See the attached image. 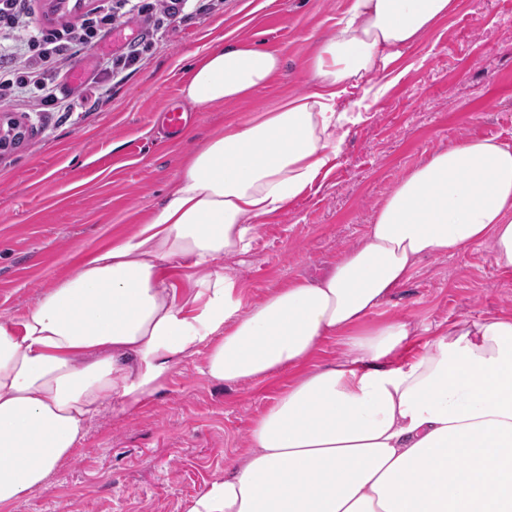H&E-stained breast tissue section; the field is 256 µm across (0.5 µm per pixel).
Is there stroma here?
<instances>
[{
  "label": "stroma",
  "instance_id": "35a3bbf8",
  "mask_svg": "<svg viewBox=\"0 0 512 512\" xmlns=\"http://www.w3.org/2000/svg\"><path fill=\"white\" fill-rule=\"evenodd\" d=\"M352 0H188L123 79L105 71L148 28L134 18L78 49L61 77L86 79L59 91L66 109L37 99L0 102L28 128L0 154V318L23 312L85 252L132 233L171 193L181 163L216 129L309 90L318 43L334 34ZM246 40L277 53L272 83L244 101L197 106L180 85L190 56ZM395 77L367 120L353 128L330 172L303 198L261 223L251 251L226 260L245 304L300 276L318 275L357 245L376 207L412 167L466 138L512 144V6L459 0V9L393 65ZM186 127L167 134L165 108ZM512 313V271L488 246L423 259L412 279L364 323L406 318L420 348L437 324ZM203 354L177 364L161 391L125 415L104 411L51 483L10 512H187L192 497L247 447L250 423L291 381L281 373L238 385L209 381Z\"/></svg>",
  "mask_w": 512,
  "mask_h": 512
}]
</instances>
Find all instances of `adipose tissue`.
Wrapping results in <instances>:
<instances>
[{
  "label": "adipose tissue",
  "instance_id": "adipose-tissue-1",
  "mask_svg": "<svg viewBox=\"0 0 512 512\" xmlns=\"http://www.w3.org/2000/svg\"><path fill=\"white\" fill-rule=\"evenodd\" d=\"M458 8L353 0L315 52L312 90L215 131L136 232L0 320V512L48 485L104 407L138 409L198 353L215 383L293 378L187 512H512V315L436 326L412 356L410 320L362 327L423 258L486 245L512 269V144L469 138L435 152L357 246L255 304L215 267L247 254L260 223L314 187L392 64ZM281 68L256 44L219 43L180 93L198 106L239 101ZM181 261L199 274L188 295L161 275ZM331 336L343 356L313 365Z\"/></svg>",
  "mask_w": 512,
  "mask_h": 512
}]
</instances>
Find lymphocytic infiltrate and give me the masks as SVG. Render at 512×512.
Returning a JSON list of instances; mask_svg holds the SVG:
<instances>
[{
    "mask_svg": "<svg viewBox=\"0 0 512 512\" xmlns=\"http://www.w3.org/2000/svg\"><path fill=\"white\" fill-rule=\"evenodd\" d=\"M26 2L0 0V100L33 92L43 108L54 110L59 66L75 48L97 42L128 8L147 17L152 33H162L187 0H107L72 21L41 26L31 24Z\"/></svg>",
    "mask_w": 512,
    "mask_h": 512,
    "instance_id": "obj_1",
    "label": "lymphocytic infiltrate"
}]
</instances>
